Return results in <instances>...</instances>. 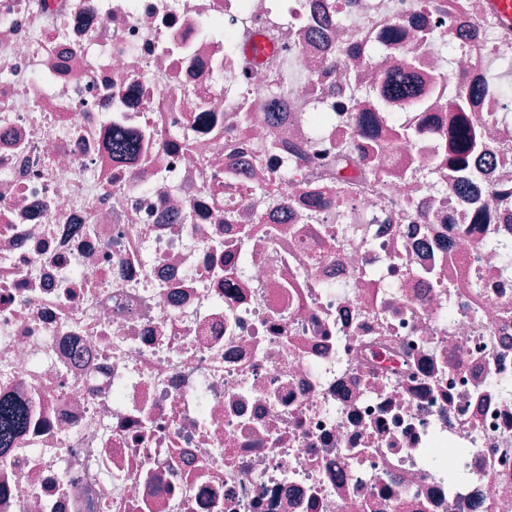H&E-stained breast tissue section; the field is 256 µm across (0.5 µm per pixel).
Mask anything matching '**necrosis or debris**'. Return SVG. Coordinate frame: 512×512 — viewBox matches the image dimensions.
Wrapping results in <instances>:
<instances>
[{
    "label": "necrosis or debris",
    "instance_id": "obj_1",
    "mask_svg": "<svg viewBox=\"0 0 512 512\" xmlns=\"http://www.w3.org/2000/svg\"><path fill=\"white\" fill-rule=\"evenodd\" d=\"M492 64L489 0H0V512H512ZM26 423V414L17 404L0 401V448H9L12 439Z\"/></svg>",
    "mask_w": 512,
    "mask_h": 512
}]
</instances>
